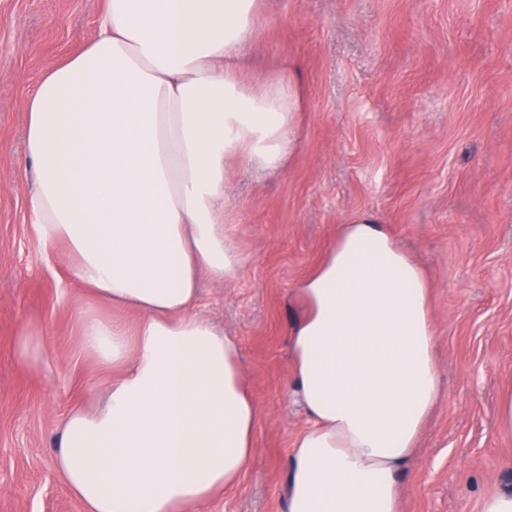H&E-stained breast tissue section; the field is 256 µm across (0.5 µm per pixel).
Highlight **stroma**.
<instances>
[{
	"instance_id": "obj_1",
	"label": "stroma",
	"mask_w": 512,
	"mask_h": 512,
	"mask_svg": "<svg viewBox=\"0 0 512 512\" xmlns=\"http://www.w3.org/2000/svg\"><path fill=\"white\" fill-rule=\"evenodd\" d=\"M103 5L0 0V512H84L52 442L115 375L81 348V319L98 305L72 257L34 236L24 151L25 99L92 39ZM242 54L247 79L294 76L303 108L283 171L229 163L240 269L203 280L196 312L239 341L259 420L249 470L199 512H284L306 425L290 297L364 213L425 273L446 388L402 477V512H480L488 493L512 489V445L496 433L512 383V0H264ZM27 324L41 334L25 362Z\"/></svg>"
}]
</instances>
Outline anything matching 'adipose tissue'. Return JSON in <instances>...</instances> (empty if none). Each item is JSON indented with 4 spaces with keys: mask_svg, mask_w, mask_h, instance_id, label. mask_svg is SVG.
<instances>
[{
    "mask_svg": "<svg viewBox=\"0 0 512 512\" xmlns=\"http://www.w3.org/2000/svg\"><path fill=\"white\" fill-rule=\"evenodd\" d=\"M262 0H105L93 39L24 102L44 250L128 323L90 313L82 349L117 369L104 403L72 408L56 464L86 512H196L255 452L259 410L238 341L194 312L202 278H234L221 208L230 158L281 169L302 93L238 67ZM292 383L309 419L286 512H400L441 398L421 268L369 214L341 225L294 291Z\"/></svg>",
    "mask_w": 512,
    "mask_h": 512,
    "instance_id": "adipose-tissue-1",
    "label": "adipose tissue"
}]
</instances>
